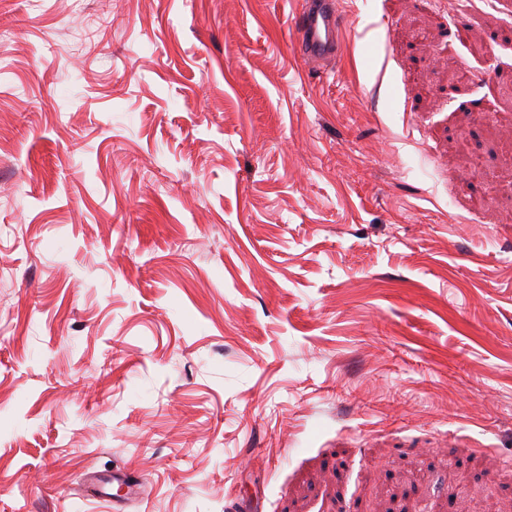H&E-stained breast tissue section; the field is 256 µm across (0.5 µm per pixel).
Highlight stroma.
Segmentation results:
<instances>
[{"mask_svg": "<svg viewBox=\"0 0 512 512\" xmlns=\"http://www.w3.org/2000/svg\"><path fill=\"white\" fill-rule=\"evenodd\" d=\"M501 2L0 0V512H512ZM340 26L335 1H305L294 21L295 47L307 63L328 60L337 54Z\"/></svg>", "mask_w": 512, "mask_h": 512, "instance_id": "stroma-1", "label": "stroma"}]
</instances>
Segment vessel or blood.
I'll return each mask as SVG.
<instances>
[{
    "label": "vessel or blood",
    "instance_id": "vessel-or-blood-1",
    "mask_svg": "<svg viewBox=\"0 0 512 512\" xmlns=\"http://www.w3.org/2000/svg\"><path fill=\"white\" fill-rule=\"evenodd\" d=\"M295 47L306 62L334 57L340 33L339 11L334 0H306L294 21Z\"/></svg>",
    "mask_w": 512,
    "mask_h": 512
}]
</instances>
